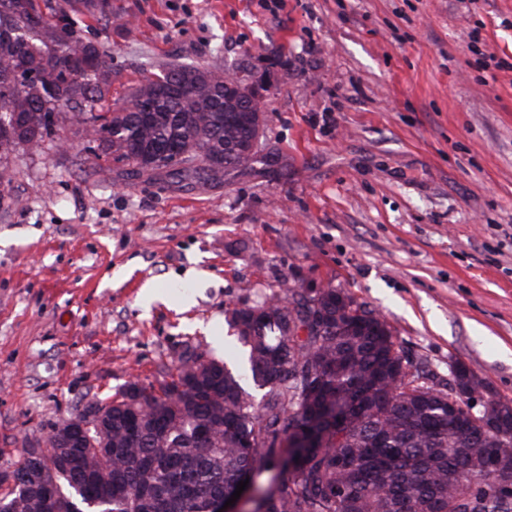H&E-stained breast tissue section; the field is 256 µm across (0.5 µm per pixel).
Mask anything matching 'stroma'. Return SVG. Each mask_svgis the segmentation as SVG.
<instances>
[{"mask_svg":"<svg viewBox=\"0 0 512 512\" xmlns=\"http://www.w3.org/2000/svg\"><path fill=\"white\" fill-rule=\"evenodd\" d=\"M84 22L116 100L163 62L272 71L271 163L122 180L79 167L70 126L12 158L0 469L186 344L236 358L226 310L286 287L344 290L438 379L459 363L512 400V0H112Z\"/></svg>","mask_w":512,"mask_h":512,"instance_id":"1","label":"stroma"}]
</instances>
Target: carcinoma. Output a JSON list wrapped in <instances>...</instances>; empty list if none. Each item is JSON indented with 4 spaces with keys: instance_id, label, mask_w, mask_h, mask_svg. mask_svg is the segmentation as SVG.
<instances>
[{
    "instance_id": "carcinoma-1",
    "label": "carcinoma",
    "mask_w": 512,
    "mask_h": 512,
    "mask_svg": "<svg viewBox=\"0 0 512 512\" xmlns=\"http://www.w3.org/2000/svg\"><path fill=\"white\" fill-rule=\"evenodd\" d=\"M110 0H0V187L10 159L41 147L67 121L82 127L83 163L106 157L132 173L172 182H221L252 168L248 117L263 103L224 100L226 76L200 64H171L128 96L109 100L112 47L77 27L106 18ZM9 107L29 123L22 141ZM309 321L306 339L290 338ZM240 360L188 346L159 386L95 393L85 405L83 443L33 459L26 448L0 479V512H209L214 499L252 470H282L267 512H502L485 490V452L512 465V409L496 399L453 409L450 383L413 367L386 322L347 292L312 296L284 288L226 311ZM496 414L493 430L481 425ZM253 447H242L243 439Z\"/></svg>"
}]
</instances>
